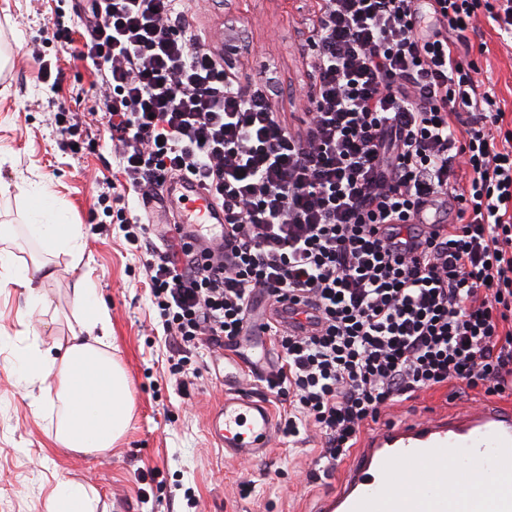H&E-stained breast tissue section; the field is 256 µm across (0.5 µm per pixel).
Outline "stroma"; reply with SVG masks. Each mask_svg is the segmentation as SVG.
Here are the masks:
<instances>
[{"label": "stroma", "mask_w": 512, "mask_h": 512, "mask_svg": "<svg viewBox=\"0 0 512 512\" xmlns=\"http://www.w3.org/2000/svg\"><path fill=\"white\" fill-rule=\"evenodd\" d=\"M81 7L80 0H0V225L15 230L0 248L29 265L49 260L56 272L44 285L47 304L35 315L23 289L0 286V512H50L62 479L89 484L96 512H312L335 482L308 479L322 446L315 428L292 445L274 438L260 461L225 455L208 433V417L224 399L218 373L232 371L238 389L259 393L255 375L275 365L276 354L244 344L219 355L190 347L195 375L183 379L172 371L178 347L158 324L144 266L123 224L99 196V182L118 170L97 100L102 75L91 61L62 49L57 37ZM316 8L315 0H193L191 22L205 30L216 52L234 47L226 64L239 76L270 81L276 111L301 116L311 108L308 38ZM460 54L491 72L512 120V40L484 21ZM62 105L76 125L80 152H71L57 131ZM42 193L67 223L83 227L80 263L64 250L44 255L31 237L32 209ZM86 274L108 311L112 354L133 400L127 432L103 456L58 446L54 416L35 404L40 387L18 383L8 368L20 323L45 348L69 335L77 324L72 288ZM449 392L446 386L421 392L384 414L458 409L478 399L473 391L454 398ZM246 483L247 495L241 492Z\"/></svg>", "instance_id": "stroma-1"}]
</instances>
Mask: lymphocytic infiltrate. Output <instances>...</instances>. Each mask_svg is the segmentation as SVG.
<instances>
[{"label": "lymphocytic infiltrate", "instance_id": "f902f5d3", "mask_svg": "<svg viewBox=\"0 0 512 512\" xmlns=\"http://www.w3.org/2000/svg\"><path fill=\"white\" fill-rule=\"evenodd\" d=\"M320 0L312 110L290 126L266 84L241 81L195 31L187 0H87L80 58L128 189L188 176L220 203L224 241L140 252L165 332L237 345L260 299L302 295L311 333L275 328L264 381L279 428L316 427L331 469L382 409L448 384L512 387V127L458 53L479 17L512 35V0ZM451 200L454 222L419 211Z\"/></svg>", "mask_w": 512, "mask_h": 512}]
</instances>
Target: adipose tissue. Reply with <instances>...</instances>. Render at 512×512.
<instances>
[{
    "instance_id": "adipose-tissue-1",
    "label": "adipose tissue",
    "mask_w": 512,
    "mask_h": 512,
    "mask_svg": "<svg viewBox=\"0 0 512 512\" xmlns=\"http://www.w3.org/2000/svg\"><path fill=\"white\" fill-rule=\"evenodd\" d=\"M32 216L30 232L44 251L53 253L64 247L74 262H81V225L64 222L47 200L34 208ZM53 276L48 264L20 266L9 253L0 252V282L24 288L29 307L42 305L41 285ZM73 296L75 308L86 314L80 333L53 350L27 345L14 360L12 370L21 383L45 384L46 407L60 409L55 427V441L60 447L83 454L106 453L126 432L133 401L123 368L104 348L111 324L92 282L78 280Z\"/></svg>"
}]
</instances>
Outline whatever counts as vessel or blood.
<instances>
[{"instance_id":"obj_1","label":"vessel or blood","mask_w":512,"mask_h":512,"mask_svg":"<svg viewBox=\"0 0 512 512\" xmlns=\"http://www.w3.org/2000/svg\"><path fill=\"white\" fill-rule=\"evenodd\" d=\"M183 201L169 222L172 236L224 239V211L188 177L162 187ZM211 439L236 458L263 456L276 434L266 401L227 389L208 420ZM493 476V494L474 478ZM314 512H512V404L491 401L423 417L384 419L362 440L333 489Z\"/></svg>"}]
</instances>
